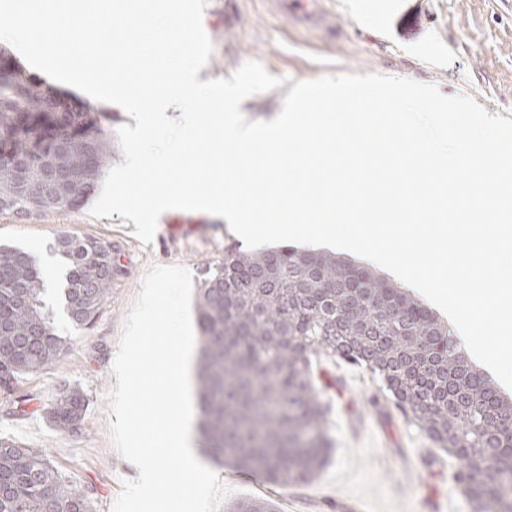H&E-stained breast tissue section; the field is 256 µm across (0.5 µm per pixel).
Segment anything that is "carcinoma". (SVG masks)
Masks as SVG:
<instances>
[{
  "instance_id": "cac0c4a2",
  "label": "carcinoma",
  "mask_w": 512,
  "mask_h": 512,
  "mask_svg": "<svg viewBox=\"0 0 512 512\" xmlns=\"http://www.w3.org/2000/svg\"><path fill=\"white\" fill-rule=\"evenodd\" d=\"M68 105L51 112L50 96ZM112 155L111 113L0 65V214L76 210ZM59 301L70 322L91 323L119 274L112 242L60 235ZM46 277L30 255L0 248V391L67 349L46 306ZM200 437L220 465L282 486L311 478L329 449L328 388L312 360L337 357L380 379L396 409L455 461L469 512H512V416L448 327L366 266L291 248L231 249L203 270L196 301ZM77 387L46 411L60 431L85 417ZM0 512H93L88 494L46 453L0 437Z\"/></svg>"
}]
</instances>
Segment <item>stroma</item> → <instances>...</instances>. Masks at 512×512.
<instances>
[{
	"mask_svg": "<svg viewBox=\"0 0 512 512\" xmlns=\"http://www.w3.org/2000/svg\"><path fill=\"white\" fill-rule=\"evenodd\" d=\"M351 0H208L205 25L212 55L202 79L230 78L249 61L262 64L282 86L246 99L250 121L279 115L298 80L326 74L379 73L436 84L447 96L467 95L489 114L512 118V0H365L370 19L359 18ZM134 224L119 215L96 219L88 207L16 216L0 215V245L46 255L59 233L118 243L121 277L94 321L74 326L60 313L55 328L67 353L51 366L22 375L14 395L0 394V436L43 448L53 465L85 488L95 512H111L125 481L137 478L131 462L116 451L106 393L113 377L124 323L147 272L180 265L200 277L205 264L243 241L224 221L176 210L163 214L153 243L133 235ZM347 390H326L330 462L310 481L281 489L255 475L215 465L192 435L201 463L214 467L228 493L219 512L241 502L268 501L277 512H337V501L353 500L372 512H430L433 498L447 499L450 512H469L453 475L421 463H401L406 448L427 445L425 435L399 412L372 413L380 391L369 371L337 361ZM76 385L86 399L80 432L64 433L46 419L60 389Z\"/></svg>",
	"mask_w": 512,
	"mask_h": 512,
	"instance_id": "stroma-1",
	"label": "stroma"
}]
</instances>
